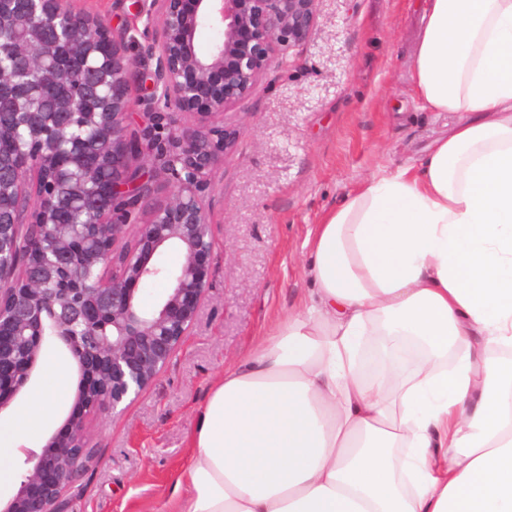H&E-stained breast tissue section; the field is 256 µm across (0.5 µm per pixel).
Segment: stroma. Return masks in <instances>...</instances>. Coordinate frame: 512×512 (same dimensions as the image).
<instances>
[{"label": "stroma", "mask_w": 512, "mask_h": 512, "mask_svg": "<svg viewBox=\"0 0 512 512\" xmlns=\"http://www.w3.org/2000/svg\"><path fill=\"white\" fill-rule=\"evenodd\" d=\"M119 32L142 128L160 70L162 31L136 0H72ZM424 0H318L312 37L268 70L225 116L237 138L204 186L215 241L209 296L163 374L120 413L89 417L94 457L68 512H173L170 480L184 464L194 415L227 366L246 359L275 323L308 299L304 242L365 178L419 160L462 120L424 110L411 69Z\"/></svg>", "instance_id": "stroma-1"}]
</instances>
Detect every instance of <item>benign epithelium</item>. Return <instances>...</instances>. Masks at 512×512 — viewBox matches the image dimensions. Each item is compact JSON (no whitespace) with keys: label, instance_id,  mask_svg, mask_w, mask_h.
<instances>
[{"label":"benign epithelium","instance_id":"1","mask_svg":"<svg viewBox=\"0 0 512 512\" xmlns=\"http://www.w3.org/2000/svg\"><path fill=\"white\" fill-rule=\"evenodd\" d=\"M34 12L13 19V31L40 47L38 62L57 65L48 29L61 24L64 43L81 47L101 62L105 105L86 110L79 92L57 99L66 118L56 131L41 126L32 92L0 64V96L26 101L19 128L28 149L17 167L18 141L0 135V208L3 200L25 201L24 212L0 215V411L30 382L43 346L63 344L80 374L79 403L88 411L134 401L162 374L183 345L210 288L203 258L214 242L203 182L233 150L236 129L224 116L247 97L268 70L288 66V51L306 42L316 26L317 0H142L146 22H159L163 41L156 111L144 112L147 143L128 134L136 88L127 43L97 17L76 11L71 0H34ZM216 33L210 51L196 49L203 28ZM79 117L104 129L101 141L69 144ZM168 124L172 150L162 168L175 173L164 200L151 205L133 242L116 243L126 232L130 203L151 200L145 166L161 151L157 129ZM108 174L89 185L87 155ZM68 178L74 199L100 200L87 224L57 219L58 187ZM175 251L176 266L151 263ZM165 279L161 302L146 307L135 285ZM64 434L52 435L17 493L0 512H66L65 496L91 457L86 416L71 415Z\"/></svg>","mask_w":512,"mask_h":512}]
</instances>
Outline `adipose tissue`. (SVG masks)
I'll list each match as a JSON object with an SVG mask.
<instances>
[{
    "mask_svg": "<svg viewBox=\"0 0 512 512\" xmlns=\"http://www.w3.org/2000/svg\"><path fill=\"white\" fill-rule=\"evenodd\" d=\"M412 83L468 120L315 225L314 294L212 386L177 512H512V0H428ZM373 336L422 349L394 393L357 365ZM47 373L2 473L70 400Z\"/></svg>",
    "mask_w": 512,
    "mask_h": 512,
    "instance_id": "adipose-tissue-1",
    "label": "adipose tissue"
}]
</instances>
